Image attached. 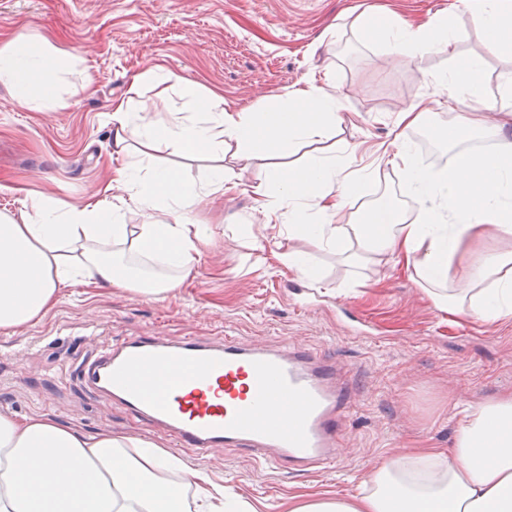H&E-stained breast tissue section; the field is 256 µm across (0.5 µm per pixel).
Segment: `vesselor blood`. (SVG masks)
I'll return each instance as SVG.
<instances>
[{
    "label": "vessel or blood",
    "mask_w": 512,
    "mask_h": 512,
    "mask_svg": "<svg viewBox=\"0 0 512 512\" xmlns=\"http://www.w3.org/2000/svg\"><path fill=\"white\" fill-rule=\"evenodd\" d=\"M81 371L95 395L164 428L198 458L244 448L256 463L295 473L337 463L356 396L342 366L315 350L232 336H138Z\"/></svg>",
    "instance_id": "1"
}]
</instances>
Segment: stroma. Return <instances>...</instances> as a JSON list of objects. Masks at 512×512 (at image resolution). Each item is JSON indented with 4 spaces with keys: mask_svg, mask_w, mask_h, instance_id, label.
I'll list each match as a JSON object with an SVG mask.
<instances>
[{
    "mask_svg": "<svg viewBox=\"0 0 512 512\" xmlns=\"http://www.w3.org/2000/svg\"><path fill=\"white\" fill-rule=\"evenodd\" d=\"M457 0H0V34L21 29L73 60L55 106L33 112L0 87V215L25 197L78 204L93 195L112 167L109 113L116 99L169 101L182 109L178 85L190 81L215 95L225 111L282 103L313 81L342 97L336 145L345 165L371 164L392 136L398 112L421 102L423 133L448 121L445 98L425 82L471 57L484 59V93L512 72V53L485 56L484 36ZM363 12H388L417 25L447 12L456 29L450 49L415 59L366 39ZM157 72L141 83L138 75ZM267 165L234 168L231 188L191 211L210 225L211 240L180 288L146 298L117 288L73 285L28 325L0 329V412L56 419L88 436L111 434L159 443L188 467H201L252 512H291L313 493H360L374 465L418 448H449L463 410L512 398V317L488 324L436 309L404 265L343 266L319 251L324 283L282 266L288 220L266 223L257 185ZM400 177L379 165L346 207L347 223H366L389 204L413 213ZM266 224L267 239L251 234ZM366 318L377 336L358 339L336 320L337 305ZM231 335L273 347L282 341L313 348L343 364L359 395L349 414L335 469L297 475L252 463L240 448H215L206 460L174 447L120 403L92 396L77 366L112 345L151 333Z\"/></svg>",
    "mask_w": 512,
    "mask_h": 512,
    "instance_id": "stroma-1",
    "label": "stroma"
}]
</instances>
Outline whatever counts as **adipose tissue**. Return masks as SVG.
<instances>
[{
	"mask_svg": "<svg viewBox=\"0 0 512 512\" xmlns=\"http://www.w3.org/2000/svg\"><path fill=\"white\" fill-rule=\"evenodd\" d=\"M471 14L488 52L512 43V8L503 0H472ZM358 25L368 39L416 57L451 40L444 18L414 26L375 13ZM67 69L48 43L21 34L0 41V86L28 108L53 103L56 80ZM483 79L484 60L476 57L431 74L428 82L449 106L470 104L467 116L443 128L449 145L491 139L493 153L462 152L447 170H424L406 135L425 122L424 110L415 102L396 118L382 158L395 164L405 193L417 203V222L385 204L368 223H345L360 180L348 177L341 156L323 146L336 130L335 93L301 90L255 112H206L200 119L159 103L136 110L127 100L113 101L112 156L121 162L113 179L128 199L105 207L91 199L62 206L33 198L18 215L0 218V328L37 321L70 285L124 288L151 298L178 288L213 235L184 213L223 191L227 177L218 167L204 183L187 185L150 160L163 148L220 155L229 144L238 162L274 160L265 214L287 215L289 237L306 242V249L277 256L300 278L318 281L317 250L352 263L396 259L441 311L485 323L511 316L512 250L477 256L460 273L452 271L463 242L512 239V76L502 79L504 105L493 114L484 111ZM301 145L300 165L288 164ZM130 213L143 216V223H127ZM173 466L150 441L89 437L44 416L20 420L0 413V512H186L181 491L168 480ZM368 484L358 497H308L292 512H512V399L469 408L450 450L386 461L371 471Z\"/></svg>",
	"mask_w": 512,
	"mask_h": 512,
	"instance_id": "1",
	"label": "adipose tissue"
}]
</instances>
